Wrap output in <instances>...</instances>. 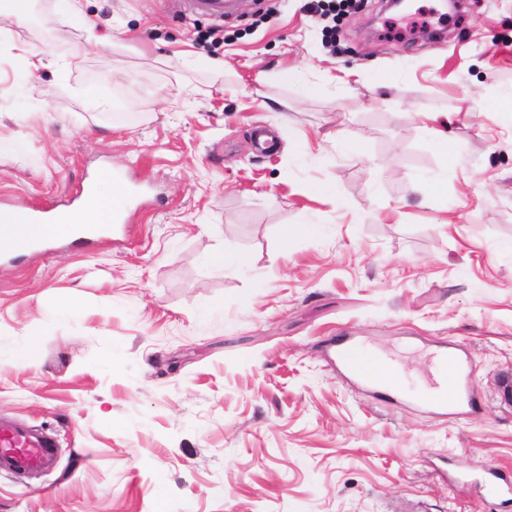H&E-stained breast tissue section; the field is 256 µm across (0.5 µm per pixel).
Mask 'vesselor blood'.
Segmentation results:
<instances>
[{
  "instance_id": "b4317fda",
  "label": "vessel or blood",
  "mask_w": 512,
  "mask_h": 512,
  "mask_svg": "<svg viewBox=\"0 0 512 512\" xmlns=\"http://www.w3.org/2000/svg\"><path fill=\"white\" fill-rule=\"evenodd\" d=\"M112 183L120 198L119 204L112 208V221L122 224L130 212L134 190L126 183L124 175L117 171L112 174ZM330 348L341 367L351 372L356 379L369 385L375 384L372 366L378 356L374 350L351 338L337 340L331 343ZM436 356L439 365L452 378L450 394L439 397L424 392L420 395L421 400L436 405H444L451 400L470 403L464 364L445 344L438 346ZM57 448L58 442L53 434L13 418L0 416V471L20 476L33 469L51 467L56 460ZM479 473L477 485L485 496L499 501L503 507L512 506V475L490 466L480 468Z\"/></svg>"
}]
</instances>
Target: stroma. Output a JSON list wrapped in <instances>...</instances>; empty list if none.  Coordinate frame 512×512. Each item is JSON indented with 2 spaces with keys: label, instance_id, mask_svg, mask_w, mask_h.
Returning a JSON list of instances; mask_svg holds the SVG:
<instances>
[{
  "label": "stroma",
  "instance_id": "1",
  "mask_svg": "<svg viewBox=\"0 0 512 512\" xmlns=\"http://www.w3.org/2000/svg\"><path fill=\"white\" fill-rule=\"evenodd\" d=\"M445 10H0V210L69 207L113 169L138 189L111 236L0 257V413L59 444L0 472V512H502L457 475L512 471V0ZM222 248L249 266L201 263ZM338 336L411 388L453 346L475 407L381 399ZM329 346L334 351L336 362L351 372L356 379L389 394L399 393L403 390L402 385L404 383L398 382L400 375L397 367L382 354L375 366L377 374L387 383L398 382L399 385L386 388L377 384L372 366L377 361L378 356L374 350L364 343L351 338H342L331 343Z\"/></svg>",
  "mask_w": 512,
  "mask_h": 512
}]
</instances>
